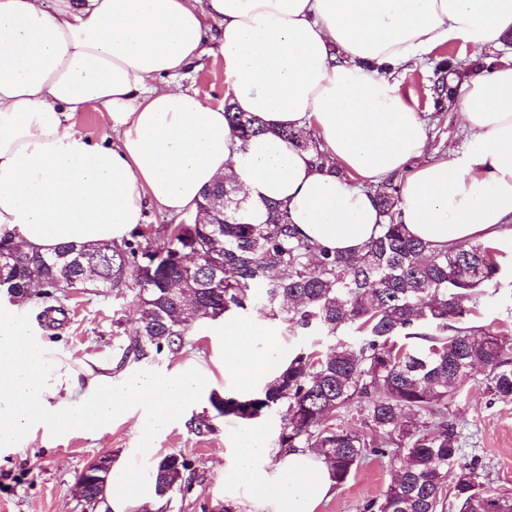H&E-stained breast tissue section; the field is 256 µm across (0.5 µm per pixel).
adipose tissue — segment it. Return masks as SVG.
<instances>
[{
  "label": "adipose tissue",
  "mask_w": 512,
  "mask_h": 512,
  "mask_svg": "<svg viewBox=\"0 0 512 512\" xmlns=\"http://www.w3.org/2000/svg\"><path fill=\"white\" fill-rule=\"evenodd\" d=\"M220 33L215 47L211 23ZM512 36V0H0V237L25 252L122 242L144 210L200 215L202 192L234 172L253 205L281 203L321 246L358 253L383 221L370 190L403 175L400 221L434 246L494 241L512 222V54L465 81L457 115L466 144L425 161L427 124L392 73L457 40L475 50ZM224 62L225 94L271 133L241 142L224 108L170 81L205 52ZM101 112V140L76 129ZM315 131L326 162L276 136ZM224 369L238 388L274 379L279 339L225 319ZM196 369L153 376L70 372L0 318V447L33 428L99 433L139 408L143 452L205 386ZM256 430L241 437L228 486L269 494L275 512H315L333 492L329 466L291 451L273 475ZM147 504L141 476L116 466L111 512Z\"/></svg>",
  "instance_id": "adipose-tissue-1"
}]
</instances>
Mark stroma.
Returning a JSON list of instances; mask_svg holds the SVG:
<instances>
[{
    "instance_id": "stroma-1",
    "label": "stroma",
    "mask_w": 512,
    "mask_h": 512,
    "mask_svg": "<svg viewBox=\"0 0 512 512\" xmlns=\"http://www.w3.org/2000/svg\"><path fill=\"white\" fill-rule=\"evenodd\" d=\"M512 53V47L475 51L463 41L438 46L428 59L398 70L394 79L401 94L427 122L429 159L448 154L449 146H462L466 134L453 108L433 104L434 68L437 61L453 59L461 80L490 69L496 60ZM224 65L220 57L207 54L180 77L186 87L198 89L210 103H224ZM137 286L116 290L65 289L63 313L48 323L39 300L23 303L21 309L28 335L45 343L55 357H73L83 367H110L113 378L129 372L164 375L182 369H200L209 375L202 391L189 403L183 416L154 438L153 454L139 451L140 439L133 429L138 416L130 411L103 433L57 435L37 429L17 447H0V512H84L77 493V477L97 457L108 454L113 464L136 467L148 474L157 456L179 452L194 462L191 487L173 500L169 512H224L225 502L240 505L243 512H271L268 499L248 487L224 484L229 465L246 421L216 414L211 393H237L233 379L224 371V338L214 321L194 327L178 355L161 354L141 361L124 357L135 340ZM453 414L461 429V462L478 460L486 487L512 496V401L491 400L485 390V373L475 370L462 382ZM205 430H198L199 422ZM395 465L386 458L366 459L356 473L316 512H361L362 504L382 496L392 482Z\"/></svg>"
}]
</instances>
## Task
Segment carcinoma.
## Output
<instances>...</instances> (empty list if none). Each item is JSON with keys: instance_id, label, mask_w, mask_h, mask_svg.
<instances>
[{"instance_id": "carcinoma-1", "label": "carcinoma", "mask_w": 512, "mask_h": 512, "mask_svg": "<svg viewBox=\"0 0 512 512\" xmlns=\"http://www.w3.org/2000/svg\"><path fill=\"white\" fill-rule=\"evenodd\" d=\"M435 71V104L453 102L452 59L439 61ZM224 118L244 142L272 132L313 151L323 167L310 128L272 130L234 102L224 104ZM373 195L384 224L360 253L347 255L303 235L278 203H265V219L254 221L247 193L226 174L203 192L207 220L167 225L163 243L67 244L45 256L20 250L0 289L10 301L29 299L28 285L40 277L36 298L51 312L71 280L89 276L99 288H119L135 276L136 339L125 358L136 360L175 353L195 324L238 314L258 300L290 336L314 332L339 340L325 351L295 348L257 394L211 393L219 415L277 414L279 453L313 449L329 463L336 488L370 456L399 462L386 492L366 501L362 512H448L450 506L512 512L511 496L484 488L478 463L458 464L452 411L455 384L477 368L484 369L493 399L512 401V323L496 331L472 323L483 300L500 290L497 249L433 247L412 236L398 219L400 187L393 177ZM193 475L190 458L170 453L153 466L152 490L169 499L189 489ZM107 485L89 478L85 506L102 507Z\"/></svg>"}]
</instances>
